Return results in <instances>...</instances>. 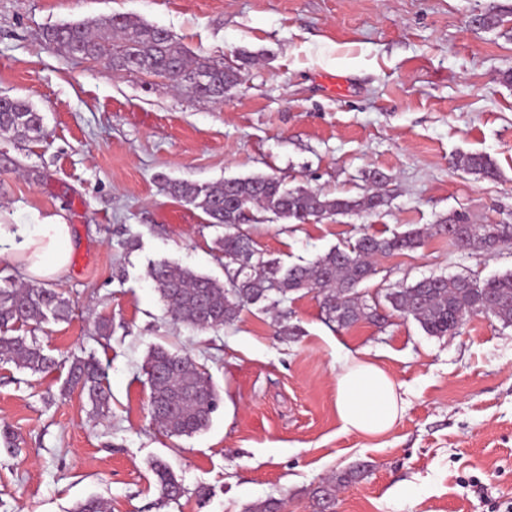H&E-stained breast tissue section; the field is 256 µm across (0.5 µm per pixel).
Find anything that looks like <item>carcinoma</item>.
<instances>
[{"label": "carcinoma", "mask_w": 512, "mask_h": 512, "mask_svg": "<svg viewBox=\"0 0 512 512\" xmlns=\"http://www.w3.org/2000/svg\"><path fill=\"white\" fill-rule=\"evenodd\" d=\"M44 39L70 54L78 52L87 60L103 61L116 70L157 75L177 89L215 103L224 101V90L242 82L240 65L194 56L174 37L163 34V28L125 14L62 24L46 30ZM0 131L33 140L42 134V117L28 103L8 97L0 105ZM454 166L482 178L498 177L493 161L484 153L460 154ZM166 189L184 204L201 210L209 223L229 229L218 241L224 252L227 282L166 261L150 269L154 288L173 318L201 330L234 322L244 306L267 300L272 293L284 300L301 290L317 291L326 320L341 329L364 320L377 324L385 317L362 299L358 287L377 273V258L412 251L425 238L420 229L390 237L364 234L353 245L334 248L305 265L285 268L264 259L252 239L240 231L241 225L258 221L255 212H270L279 219L302 224L311 217L375 210L383 205V195L329 198L301 187L288 188L271 174L229 178L206 186L168 180ZM434 232L448 235L449 241L463 248L477 246L486 251L512 240V224H472L459 212L434 225ZM385 300L392 312L415 320L429 336L456 334L477 311L512 325V272L483 282L466 276L425 277L391 289ZM69 313V301L53 288L1 287L0 356L33 373L48 370L54 361L37 341L9 332L31 323L65 321ZM145 372L151 417L168 434L189 436L209 425L220 396L193 358L156 347L147 357ZM67 383L87 392L96 408H108L109 393L95 359L75 361ZM153 471L161 501L179 500L184 489L171 468L157 461ZM363 473L364 466H356L329 478V483L343 488Z\"/></svg>", "instance_id": "carcinoma-1"}]
</instances>
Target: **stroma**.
<instances>
[{"mask_svg": "<svg viewBox=\"0 0 512 512\" xmlns=\"http://www.w3.org/2000/svg\"><path fill=\"white\" fill-rule=\"evenodd\" d=\"M488 10L501 23L475 26ZM112 14L162 27L196 55L246 57L243 83L213 103L43 38ZM508 71L512 0H0V96L43 118L38 139L0 133V221L60 217L79 259L51 282L69 319L21 330L56 366L34 374L0 360V512H74L91 497L112 512H249L269 498L282 512H316L318 483L359 463L369 470L342 488L335 512L512 503V325L477 314L438 337L393 316L342 330L303 290L201 331L173 321L148 276L168 261L225 278L223 227L167 194L165 180L258 173L331 198H385L303 224L259 213L242 230L281 265L365 233L426 229L421 247L378 260L360 287L367 303L430 275L481 282L512 271V242L463 250L431 231L453 211L512 224ZM470 152L490 156L498 178L457 170L454 158ZM158 346L190 355L224 395L206 429L171 437L153 423L145 362ZM88 356L106 374L104 413L66 385ZM353 356L376 360L405 393L383 437L344 432L337 418L338 362ZM157 460L181 481L179 501L160 502Z\"/></svg>", "mask_w": 512, "mask_h": 512, "instance_id": "1", "label": "stroma"}]
</instances>
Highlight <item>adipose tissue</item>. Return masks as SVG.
I'll list each match as a JSON object with an SVG mask.
<instances>
[{
  "label": "adipose tissue",
  "mask_w": 512,
  "mask_h": 512,
  "mask_svg": "<svg viewBox=\"0 0 512 512\" xmlns=\"http://www.w3.org/2000/svg\"><path fill=\"white\" fill-rule=\"evenodd\" d=\"M33 282L54 280L69 265L71 229L59 218L34 224L28 234L18 225L0 224V247ZM399 385L377 362L346 358L336 373V414L344 431L367 437L387 434L404 413Z\"/></svg>",
  "instance_id": "ef3b65f1"
}]
</instances>
